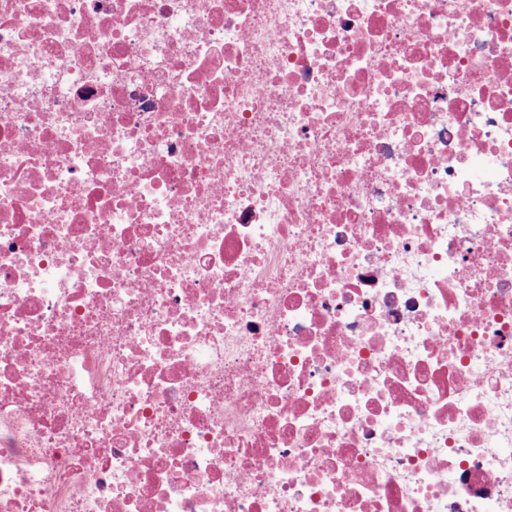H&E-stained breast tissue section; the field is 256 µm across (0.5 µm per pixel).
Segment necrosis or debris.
<instances>
[{"label":"necrosis or debris","instance_id":"obj_1","mask_svg":"<svg viewBox=\"0 0 512 512\" xmlns=\"http://www.w3.org/2000/svg\"><path fill=\"white\" fill-rule=\"evenodd\" d=\"M0 512H512V0H0Z\"/></svg>","mask_w":512,"mask_h":512}]
</instances>
